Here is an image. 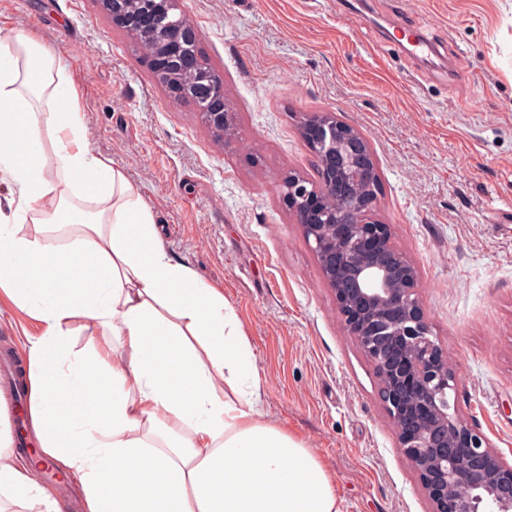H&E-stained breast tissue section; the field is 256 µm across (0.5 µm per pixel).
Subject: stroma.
<instances>
[{
    "mask_svg": "<svg viewBox=\"0 0 512 512\" xmlns=\"http://www.w3.org/2000/svg\"><path fill=\"white\" fill-rule=\"evenodd\" d=\"M224 80L236 139L172 99L97 0H0V41L51 48L91 150L121 168L172 256L224 292L264 381L261 419L311 448L342 512H430L376 371L345 331L278 193L315 158L302 113L336 112L381 172L376 219L415 266L463 418L512 461V0H180ZM422 28L442 59L399 39ZM40 324L0 295V353Z\"/></svg>",
    "mask_w": 512,
    "mask_h": 512,
    "instance_id": "1",
    "label": "stroma"
}]
</instances>
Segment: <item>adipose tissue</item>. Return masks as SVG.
I'll use <instances>...</instances> for the list:
<instances>
[{"instance_id": "adipose-tissue-1", "label": "adipose tissue", "mask_w": 512, "mask_h": 512, "mask_svg": "<svg viewBox=\"0 0 512 512\" xmlns=\"http://www.w3.org/2000/svg\"><path fill=\"white\" fill-rule=\"evenodd\" d=\"M0 177L25 203L56 200L0 223V289L43 325L24 363L30 427L84 512H342L312 450L260 421L223 291L169 253L125 173L89 149L72 77L26 36L0 46ZM78 318L108 339L76 348ZM11 445L0 420V497L61 512Z\"/></svg>"}]
</instances>
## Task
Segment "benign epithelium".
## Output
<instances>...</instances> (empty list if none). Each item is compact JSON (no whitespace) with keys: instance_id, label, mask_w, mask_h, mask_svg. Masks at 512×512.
I'll list each match as a JSON object with an SVG mask.
<instances>
[{"instance_id":"7a95c632","label":"benign epithelium","mask_w":512,"mask_h":512,"mask_svg":"<svg viewBox=\"0 0 512 512\" xmlns=\"http://www.w3.org/2000/svg\"><path fill=\"white\" fill-rule=\"evenodd\" d=\"M112 24L149 39L146 62L176 99L195 104L219 140L235 137L224 81L203 67L199 32L177 14L179 0H98ZM298 132L316 178L282 177L283 203L310 244L347 334L372 361L398 447L412 464L431 512H512V462L462 419L458 381L419 300L416 269L374 218L380 170L366 137L334 112H307Z\"/></svg>"}]
</instances>
